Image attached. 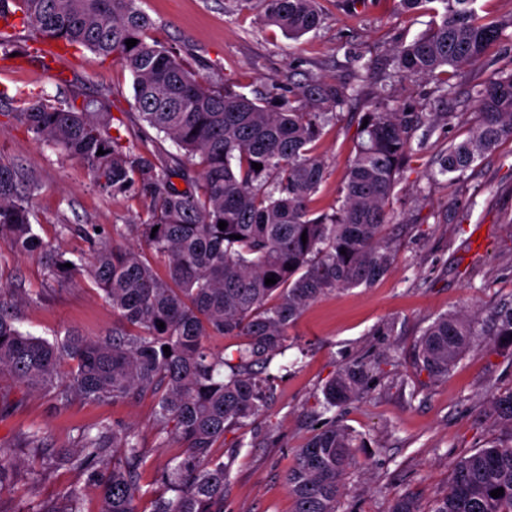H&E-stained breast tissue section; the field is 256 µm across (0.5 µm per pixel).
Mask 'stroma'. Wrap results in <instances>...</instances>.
I'll use <instances>...</instances> for the list:
<instances>
[{"instance_id":"35a3bbf8","label":"stroma","mask_w":512,"mask_h":512,"mask_svg":"<svg viewBox=\"0 0 512 512\" xmlns=\"http://www.w3.org/2000/svg\"><path fill=\"white\" fill-rule=\"evenodd\" d=\"M320 4V26L293 40L262 23L261 0H138L154 22L149 38L178 47L212 83L264 102L272 84L287 80L356 85L358 96L340 108L318 145L329 176L316 208L341 204L339 187L353 155L358 115L374 97L407 112L452 115L413 135L422 148L400 177L383 230L395 254L389 273L372 286L339 290L310 304L289 328L287 350L268 368L269 408L218 442L216 456L231 462L224 512H295L288 470L297 448L331 419L357 444V464L345 478L336 512H390L405 494L427 512L447 490L456 460L511 434L493 414L494 400L512 392V346L499 342L493 314L512 305V142L503 141L453 182L440 174L438 160L478 120L468 84L512 69V29L444 95L432 79L393 73L398 47L424 33L432 14L402 12L395 0H367L354 8L346 0ZM62 77L87 95L108 96L123 130L136 129L139 120L133 76L116 60L84 48L69 50L49 70L24 57L0 60V87L9 90L0 101V161L22 165L39 179L42 190L32 207L38 234L79 256L87 254V243L60 234L61 225L108 228L136 221L143 210L133 195L102 194L84 163L43 146L14 119L25 97L63 95ZM0 282L32 296L20 310V325L32 335L51 340L74 328L100 336L117 321L94 284L57 286L37 258L0 251ZM454 311L475 318L478 334L447 376L436 379L417 367L415 344L437 316ZM356 360L371 367L364 397L324 413V385ZM155 409L147 393L100 404L75 396L58 410L48 396L4 375L0 443L12 445L18 473L27 477L39 471L40 458L28 448L26 431L40 430L47 447L72 451L81 433L98 424L133 428L149 450L142 470L145 495L137 507L151 512L164 492L161 471L183 453L175 439L158 437Z\"/></svg>"}]
</instances>
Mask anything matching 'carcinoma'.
<instances>
[{"label":"carcinoma","instance_id":"cac0c4a2","mask_svg":"<svg viewBox=\"0 0 512 512\" xmlns=\"http://www.w3.org/2000/svg\"><path fill=\"white\" fill-rule=\"evenodd\" d=\"M29 32L0 37V57L14 53L50 68L59 48L81 47L116 57L134 78L142 127L171 140L181 154L140 147L111 134L112 104L105 96L73 90L62 100L28 102L16 118L46 146L87 164L93 184L112 194L131 193L145 203V217L112 225V237L96 224H62L60 233L89 244L74 260L39 238L31 202L40 183L23 168L0 162V244L19 256L35 255L63 287L87 278L104 294L118 324L102 336L69 330L49 341L17 326L23 298L0 296V375L51 397L57 408L78 395L92 403L150 393L157 400L154 426L182 442L183 459L161 473L171 496L155 499L152 512H224L230 465L214 455L232 427L263 412L271 401L263 372L287 349L288 329L304 309L340 289L368 286L389 271L394 253L382 237L388 204L400 173L414 154L416 112H399L384 100L360 116L355 155L342 178V203L318 213L315 196L329 175L317 152L334 110L355 95L346 83L274 84L277 105L268 108L229 87L209 83L187 66L176 48L153 40L151 17L137 0H0ZM404 12L431 11L430 28L397 50V72L429 77L448 91L460 67L477 63L512 19L481 16L476 0H395ZM319 0H264L263 22L291 38L321 23ZM137 40L127 47L125 41ZM303 95L312 109L293 106ZM480 120L469 137L440 158V173L463 175L501 142L512 141V71L473 85ZM105 154H97L98 150ZM262 165L255 170L252 163ZM184 187H179L178 183ZM227 223L220 229L218 223ZM307 241H302V236ZM165 261L163 271L157 259ZM72 267L67 268L65 264ZM275 277L276 283L265 284ZM164 328H159V323ZM475 328L463 314L438 316L417 341L421 370L436 378L465 352ZM497 335L512 338V307L497 313ZM209 336H246L230 355L213 351ZM170 347L171 355L163 347ZM370 369L361 362L340 368L324 386L323 409L363 398ZM497 418L512 431V392L494 402ZM41 458L30 492L12 512H84V486L100 493L101 512H137L144 495L141 470L147 449L130 428L102 424L81 435L77 455L43 447L28 434ZM354 437L331 420L298 449L286 482L295 512H336L345 475L355 464ZM112 452V465L98 461ZM14 449L0 444V498L12 494ZM61 467L78 470L54 500L35 487ZM502 488L493 498L490 492ZM429 512H512V435L458 459L448 490Z\"/></svg>","mask_w":512,"mask_h":512}]
</instances>
